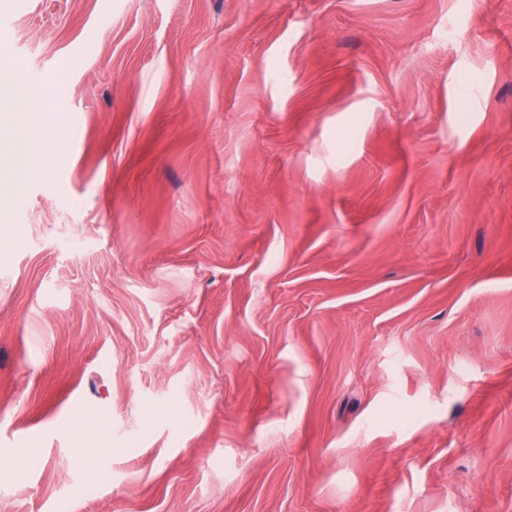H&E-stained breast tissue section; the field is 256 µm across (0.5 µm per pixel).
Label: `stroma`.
<instances>
[{"label":"stroma","mask_w":512,"mask_h":512,"mask_svg":"<svg viewBox=\"0 0 512 512\" xmlns=\"http://www.w3.org/2000/svg\"><path fill=\"white\" fill-rule=\"evenodd\" d=\"M1 62L0 512H512V0H0ZM17 70L9 67H0V128L2 143V122L5 115L10 119L11 144H20L26 154L30 156L33 144L27 134L30 128L40 125L38 112L30 108L32 97L29 86L17 78ZM27 165L21 166L16 163L12 153L0 151V193L14 190V186L24 179ZM77 435L80 445V461L85 468L93 469L110 449L105 448L102 424L96 418L83 420L77 425Z\"/></svg>","instance_id":"1"}]
</instances>
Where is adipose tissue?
<instances>
[{"mask_svg": "<svg viewBox=\"0 0 512 512\" xmlns=\"http://www.w3.org/2000/svg\"><path fill=\"white\" fill-rule=\"evenodd\" d=\"M32 100L27 84L18 80L15 69L0 67V113L10 119L12 143L21 145L25 153H32L33 144L28 128L39 125L38 112L30 107Z\"/></svg>", "mask_w": 512, "mask_h": 512, "instance_id": "1", "label": "adipose tissue"}]
</instances>
